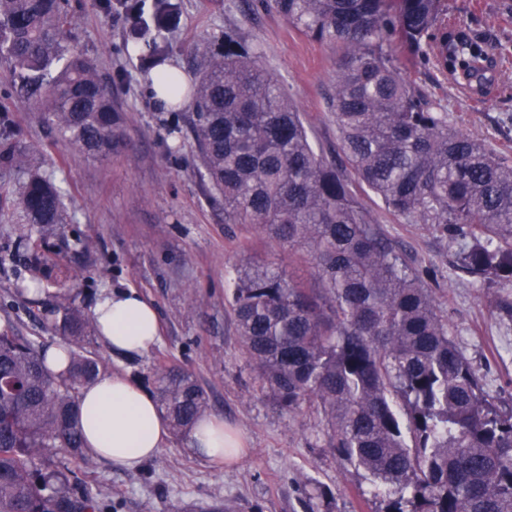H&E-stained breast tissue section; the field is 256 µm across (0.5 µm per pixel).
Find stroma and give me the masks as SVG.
<instances>
[{"mask_svg": "<svg viewBox=\"0 0 512 512\" xmlns=\"http://www.w3.org/2000/svg\"><path fill=\"white\" fill-rule=\"evenodd\" d=\"M248 0H176L178 18L165 30L171 59L186 74L197 62V40L230 31L252 45L303 113L313 146L334 157L336 125L328 95L334 77L331 50L299 33L273 9L248 10ZM450 16L464 20L502 58L490 94L460 93L421 60L402 57V67L436 101L448 120L497 150L512 151V0H444ZM71 40L96 64L112 88L114 107L126 118L125 141L104 159L83 158L19 99L12 74L0 62V104L11 109L21 131L28 168L51 176L64 191L68 224L45 243L47 254L77 273L76 303L92 314L102 294L136 290L152 302L160 336L147 351L123 356L103 340L87 349L106 373L122 374L147 391L163 366L191 373L204 389L213 416L241 430L248 446L232 467L190 453L187 442L168 445L139 470L104 462L83 478L118 512H209L214 501L234 502L238 512H381L372 477L330 448L328 426L313 402L288 412L260 390L243 353L224 290L245 262L287 267L288 251L253 224H228L224 210L208 201V184L197 169L191 138L167 134L169 113L152 104L143 66L126 52L128 21L106 15L101 0H70ZM24 173L0 171V250L25 228L14 204ZM361 197L385 233L410 254L456 329L455 339L490 387L512 406V283L493 286L453 266L457 249L426 224H407L370 191ZM87 250L76 246V239ZM20 263L0 265V327L39 337L44 348L60 344L37 311L18 294Z\"/></svg>", "mask_w": 512, "mask_h": 512, "instance_id": "obj_1", "label": "stroma"}]
</instances>
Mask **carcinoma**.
I'll return each mask as SVG.
<instances>
[{"instance_id": "cac0c4a2", "label": "carcinoma", "mask_w": 512, "mask_h": 512, "mask_svg": "<svg viewBox=\"0 0 512 512\" xmlns=\"http://www.w3.org/2000/svg\"><path fill=\"white\" fill-rule=\"evenodd\" d=\"M288 23L336 53L330 96L336 165L317 153L303 114L230 33L195 46L198 79L160 75L173 107L191 98L188 128L224 223L255 224L311 265L313 284L272 266L236 269L225 292L241 347L261 388L294 411L316 402L332 447L378 484L384 512H512V407L499 403L453 338L407 255L365 207V186L408 224L453 240L456 268L484 283L512 282V156L448 122V108L406 77L405 51L470 92L486 94L500 59L443 0H271ZM129 44L146 69L170 58L149 35L170 26L172 0H118ZM68 0H0V59L14 88L79 152L103 157L123 142L124 115L92 59L70 46ZM0 105V169L24 153ZM37 236L13 241L37 294L55 264L42 241L67 223L63 191L29 174L15 197ZM53 328L68 347L53 372L36 336L0 330V512H110L62 452L90 463L76 419L81 390L102 373L84 344L94 320L69 290L55 296ZM156 402L180 436L208 400L192 376L157 374Z\"/></svg>"}]
</instances>
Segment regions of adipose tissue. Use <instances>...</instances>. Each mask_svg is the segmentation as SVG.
Wrapping results in <instances>:
<instances>
[{"label":"adipose tissue","instance_id":"obj_1","mask_svg":"<svg viewBox=\"0 0 512 512\" xmlns=\"http://www.w3.org/2000/svg\"><path fill=\"white\" fill-rule=\"evenodd\" d=\"M102 340L112 351L133 354L153 346L159 319L152 304L136 292L102 296L93 310ZM79 419L85 448L112 467L133 470L166 448L170 436L167 418L155 399L119 375H105L82 389ZM193 451L213 463L239 461L247 438L215 416L200 419L188 434Z\"/></svg>","mask_w":512,"mask_h":512}]
</instances>
